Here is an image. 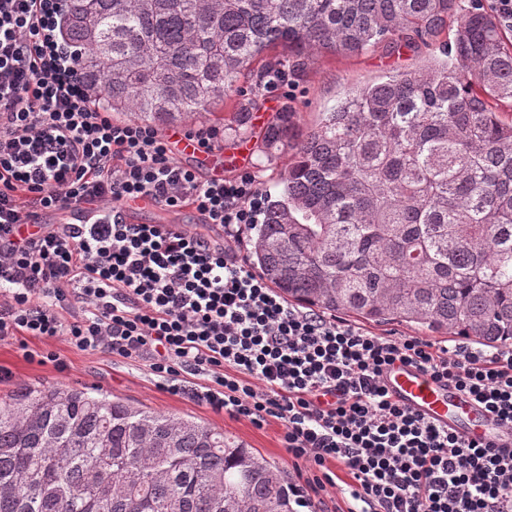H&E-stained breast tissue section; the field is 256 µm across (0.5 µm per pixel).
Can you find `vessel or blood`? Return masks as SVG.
I'll use <instances>...</instances> for the list:
<instances>
[{"label":"vessel or blood","mask_w":512,"mask_h":512,"mask_svg":"<svg viewBox=\"0 0 512 512\" xmlns=\"http://www.w3.org/2000/svg\"><path fill=\"white\" fill-rule=\"evenodd\" d=\"M168 137L182 153L201 158L206 165H220L216 154L200 147L181 128H171ZM383 381L400 404L458 436L497 446L512 445V429L503 426L482 405L416 367L394 364L385 371Z\"/></svg>","instance_id":"vessel-or-blood-1"}]
</instances>
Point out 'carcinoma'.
I'll return each mask as SVG.
<instances>
[{"label": "carcinoma", "mask_w": 512, "mask_h": 512, "mask_svg": "<svg viewBox=\"0 0 512 512\" xmlns=\"http://www.w3.org/2000/svg\"><path fill=\"white\" fill-rule=\"evenodd\" d=\"M444 59L351 89L306 133L249 225L248 258L286 301L429 336L512 345V43L460 0H65L60 39L92 101L157 126L205 114L253 62L430 45ZM284 106L261 135L289 144ZM283 471L220 430L91 395L0 402V512H298Z\"/></svg>", "instance_id": "1"}]
</instances>
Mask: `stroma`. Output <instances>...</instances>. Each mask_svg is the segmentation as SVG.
<instances>
[{
    "label": "stroma",
    "mask_w": 512,
    "mask_h": 512,
    "mask_svg": "<svg viewBox=\"0 0 512 512\" xmlns=\"http://www.w3.org/2000/svg\"><path fill=\"white\" fill-rule=\"evenodd\" d=\"M436 52V47L421 45L395 54L382 43L359 55H316L309 59L302 72L292 77L290 95L272 99L263 94L255 100L247 92L232 93L215 106L213 113L205 115L201 123L220 127L233 113L245 112L249 115L251 128L258 132L274 112L287 106L297 114L295 135L300 138L349 88L377 80L391 68L402 71L420 68ZM216 150L224 158L225 177L250 172L262 191L272 190L273 177L287 167L294 154L292 148H281L273 166L261 168L257 165L253 145L230 134L225 135ZM131 221L135 224H173L191 232L205 233L218 241L224 237L220 226L204 223L201 215L191 207L169 210L150 205L135 211ZM28 349L37 351V359L25 357L24 352ZM49 352L57 355V362L46 361L45 355ZM0 367L10 373L9 379L0 381V400L8 399L23 388L87 387L98 397H116L136 406L204 421L254 448L264 459L283 470L290 480L298 478L283 447L282 427L277 420L271 418L258 426L244 418L215 412L205 401L163 390L150 369L148 356L125 359L81 351L60 336L49 340L30 337L24 341L13 337L0 340Z\"/></svg>",
    "instance_id": "35a3bbf8"
}]
</instances>
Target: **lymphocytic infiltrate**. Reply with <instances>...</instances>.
<instances>
[{
	"label": "lymphocytic infiltrate",
	"mask_w": 512,
	"mask_h": 512,
	"mask_svg": "<svg viewBox=\"0 0 512 512\" xmlns=\"http://www.w3.org/2000/svg\"><path fill=\"white\" fill-rule=\"evenodd\" d=\"M63 3L0 0V340L62 336L81 351L145 354L170 393L258 425L280 420L308 512L338 466L347 512H512L511 445L459 437L383 384L387 367L414 366L512 428V347L374 336L289 306L234 248L262 214L254 177L201 178L151 126L100 111L58 37ZM138 200L193 206L224 241L127 222ZM63 210L80 211L79 223H42Z\"/></svg>",
	"instance_id": "f902f5d3"
}]
</instances>
